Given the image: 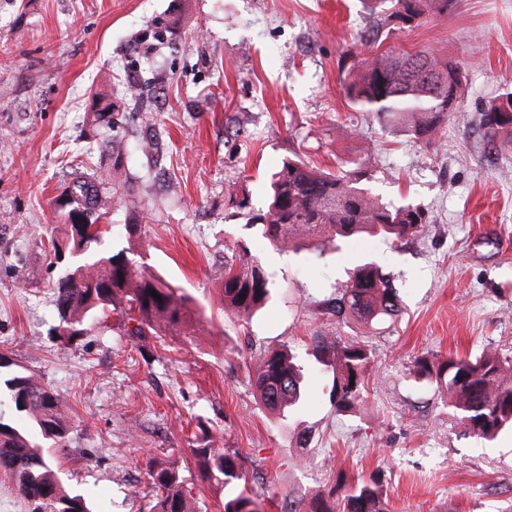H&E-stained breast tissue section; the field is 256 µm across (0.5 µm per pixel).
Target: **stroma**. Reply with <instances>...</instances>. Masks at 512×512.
I'll list each match as a JSON object with an SVG mask.
<instances>
[{"instance_id":"35a3bbf8","label":"stroma","mask_w":512,"mask_h":512,"mask_svg":"<svg viewBox=\"0 0 512 512\" xmlns=\"http://www.w3.org/2000/svg\"><path fill=\"white\" fill-rule=\"evenodd\" d=\"M450 53L462 71L442 140L428 146L355 109L346 86L381 54ZM512 92V0H455L409 26L360 0H0V351L72 409L55 459L95 512H148L146 462H174L198 512H224L190 452L199 425L236 452L265 512L381 472L391 512H505L512 432L471 438L416 359H512V148L489 150L478 119ZM113 102L95 125L91 96ZM154 149H141L145 137ZM125 143L106 223L114 249L182 288L186 334L128 335L109 317L59 335L48 253L53 202L76 163ZM363 162L385 201L422 208L398 246L359 235L326 252H282L248 226L272 174L294 157ZM137 217L141 231L128 237ZM273 272L250 324L227 317L224 264L242 251ZM394 277L396 322L337 323L322 308L355 265ZM359 338L373 358L364 403L337 411L315 338ZM290 346L307 384L296 418L270 413L249 376Z\"/></svg>"}]
</instances>
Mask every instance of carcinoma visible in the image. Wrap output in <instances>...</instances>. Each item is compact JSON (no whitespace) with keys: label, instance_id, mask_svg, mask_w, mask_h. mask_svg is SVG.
Instances as JSON below:
<instances>
[{"label":"carcinoma","instance_id":"carcinoma-1","mask_svg":"<svg viewBox=\"0 0 512 512\" xmlns=\"http://www.w3.org/2000/svg\"><path fill=\"white\" fill-rule=\"evenodd\" d=\"M371 11L412 24L428 13H446L453 0H367ZM461 88L460 69L446 56L404 54L366 59L347 86L353 106L427 144L444 134L448 112ZM512 93L491 101L479 118L486 143L512 147V128L498 121L503 103ZM361 170L325 171L300 158L284 162L272 177L265 211L249 217V224L280 250L321 248L338 239L367 233L394 244L423 230V211L410 204L386 203L364 181ZM124 185L108 184L105 174L76 173L55 200L61 224L50 239L56 260L67 262L53 291L60 323L72 343L83 337L93 320L118 311L136 322L134 336L148 329L156 334L186 332L191 311L185 296L131 257L133 248L117 252L104 248L108 230L93 227L106 214L107 193ZM92 215V224L79 227L74 214ZM273 278L250 253L224 263V312L249 320L271 297ZM157 293L155 299L151 293ZM245 298H240V295ZM337 318L365 323L394 321L403 312L398 289L373 262L352 269L346 284L327 300ZM318 361L330 363V397L340 412L358 408L365 398V368L372 359L360 339L322 343ZM413 374L432 382L448 398V405L471 437L491 441L512 430V362L486 351L478 357L450 355L444 361H415ZM262 404L277 414L294 411L301 400L303 373L291 352L265 351L252 377ZM0 394L24 414L29 426L20 428L0 417V471L9 475L28 506V512H93L81 494L69 491L57 475L44 443L59 446L66 434V409L57 396L21 365L0 362ZM204 442L191 449L197 469L217 491L224 492V512H255L257 502L247 490V476L236 455L213 445L206 429ZM147 475L157 491L149 512H195L192 489L175 463L158 458L147 462ZM288 512H389L381 479L341 482L335 491L317 493L308 503L288 501Z\"/></svg>","mask_w":512,"mask_h":512}]
</instances>
